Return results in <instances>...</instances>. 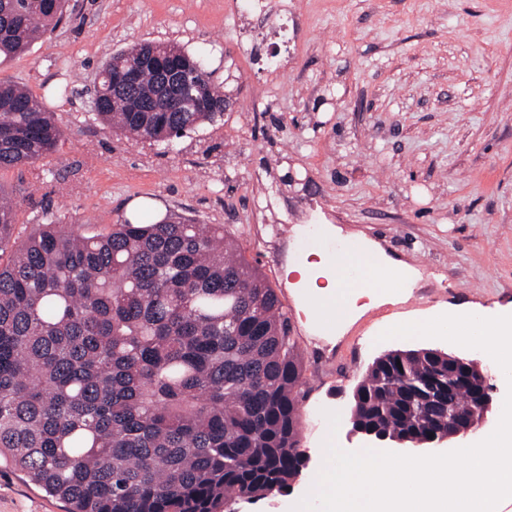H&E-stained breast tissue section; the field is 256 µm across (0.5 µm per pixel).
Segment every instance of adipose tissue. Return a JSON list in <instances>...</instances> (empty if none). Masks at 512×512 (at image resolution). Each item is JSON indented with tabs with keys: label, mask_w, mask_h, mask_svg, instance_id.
Wrapping results in <instances>:
<instances>
[{
	"label": "adipose tissue",
	"mask_w": 512,
	"mask_h": 512,
	"mask_svg": "<svg viewBox=\"0 0 512 512\" xmlns=\"http://www.w3.org/2000/svg\"><path fill=\"white\" fill-rule=\"evenodd\" d=\"M284 281L292 282L300 298L301 310L317 331H325L329 321L340 319L351 300L368 289L386 292L405 285L406 267L389 262L378 249L367 246L324 250L306 243L298 257L281 268Z\"/></svg>",
	"instance_id": "ef3b65f1"
}]
</instances>
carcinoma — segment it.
<instances>
[{
	"label": "carcinoma",
	"mask_w": 512,
	"mask_h": 512,
	"mask_svg": "<svg viewBox=\"0 0 512 512\" xmlns=\"http://www.w3.org/2000/svg\"><path fill=\"white\" fill-rule=\"evenodd\" d=\"M65 13L66 0H0V59ZM140 52L102 64L100 122L168 144L223 115L217 88L196 109H128L160 104L151 69L112 96V68ZM63 135L42 101L0 79V170L45 161ZM454 371L433 348L391 351L351 416L391 438L445 433L449 418L479 416L469 389L448 391ZM306 385L275 289L224 225L145 210L18 232L0 197V460L70 512H235L282 492L305 469Z\"/></svg>",
	"instance_id": "cac0c4a2"
}]
</instances>
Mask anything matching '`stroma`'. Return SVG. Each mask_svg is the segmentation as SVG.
Listing matches in <instances>:
<instances>
[{"instance_id":"stroma-1","label":"stroma","mask_w":512,"mask_h":512,"mask_svg":"<svg viewBox=\"0 0 512 512\" xmlns=\"http://www.w3.org/2000/svg\"><path fill=\"white\" fill-rule=\"evenodd\" d=\"M69 0L62 23L0 60L65 131L47 166L0 171L16 224H117L134 199L224 225L275 288L304 357L301 446L348 438L352 392L380 355L430 347L481 361L442 339L381 334L467 309H512V0ZM200 54L232 104L221 118L162 145L95 119L90 77L136 42ZM276 51L279 73L251 47ZM67 96H55L61 82ZM270 103L261 111V103ZM332 245H378L413 275L336 333L307 330L280 277L295 225ZM317 472L237 512H290ZM0 512H65L21 472L0 466Z\"/></svg>"}]
</instances>
